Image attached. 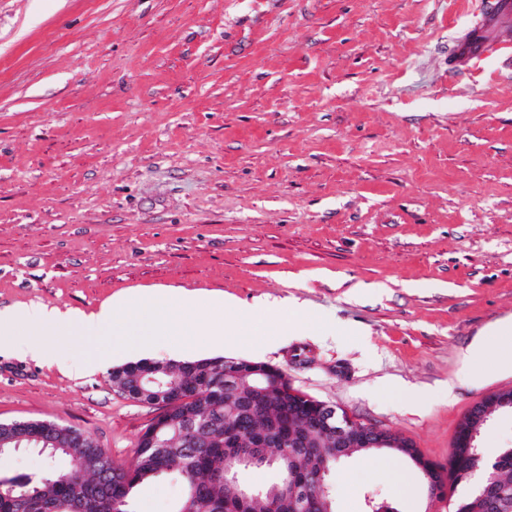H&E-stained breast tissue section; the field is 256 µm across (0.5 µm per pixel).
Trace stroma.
Returning <instances> with one entry per match:
<instances>
[{"instance_id":"obj_1","label":"stroma","mask_w":512,"mask_h":512,"mask_svg":"<svg viewBox=\"0 0 512 512\" xmlns=\"http://www.w3.org/2000/svg\"><path fill=\"white\" fill-rule=\"evenodd\" d=\"M488 2L0 0V309L224 295L151 359L280 367L447 463L467 410L512 386V354L489 345L479 382L465 358L512 318V25L477 63L450 55ZM56 342L54 362L0 353V422L70 425L129 463L154 409L111 365L61 371L77 329ZM332 484L336 512L372 492L428 508L387 451ZM181 492L143 484L136 512Z\"/></svg>"}]
</instances>
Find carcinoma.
<instances>
[{
    "label": "carcinoma",
    "mask_w": 512,
    "mask_h": 512,
    "mask_svg": "<svg viewBox=\"0 0 512 512\" xmlns=\"http://www.w3.org/2000/svg\"><path fill=\"white\" fill-rule=\"evenodd\" d=\"M246 373L233 389L224 387V358L193 361H138L118 367L110 373L112 384L127 394L142 387L149 392L157 387L142 378L145 372L169 388L173 407L155 436L144 432L138 440L131 466L114 463L92 440L77 434V429L62 424L44 432L34 424L25 429H1L5 453L15 445L34 447L46 460L40 475H19L0 483V512H135L134 489L154 478L167 476L177 480L183 494L173 512H224V502L243 486L242 474L249 468L266 467L274 471V480L251 492L248 512H267L269 497L280 493L285 484H310L321 470L336 467L335 444L319 433L310 434L320 400H296L288 394L290 381L280 368L271 370L263 362L240 360ZM269 370L268 383L260 396L262 408L253 407L252 368ZM203 422V448L183 446L186 415ZM262 418L285 433L301 436L306 446L290 452L288 458L275 460L265 449L250 447L256 418ZM232 421L241 432L237 448H228L224 440V421ZM167 442L166 449L150 446L151 439ZM104 460L110 477L104 485L77 486V480L91 476V462ZM312 512H336L331 491H315Z\"/></svg>",
    "instance_id": "cac0c4a2"
}]
</instances>
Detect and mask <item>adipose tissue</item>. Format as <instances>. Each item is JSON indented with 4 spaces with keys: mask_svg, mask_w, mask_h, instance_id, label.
<instances>
[{
    "mask_svg": "<svg viewBox=\"0 0 512 512\" xmlns=\"http://www.w3.org/2000/svg\"><path fill=\"white\" fill-rule=\"evenodd\" d=\"M169 298L172 297L166 292L139 299L121 296L110 299L98 311L89 314L63 313L43 304L0 310V348H11L23 357L50 360L55 355V336L60 324H71L95 341L105 335L108 326L116 323L114 317L119 314L123 317L119 322L120 338L104 347L94 345L79 361L64 364V371L79 374L107 358L144 355L168 337L181 335L184 321L199 306L197 297L192 294L175 297L178 304L174 307L169 305ZM22 326L29 330L30 342H17L16 335Z\"/></svg>",
    "mask_w": 512,
    "mask_h": 512,
    "instance_id": "obj_1",
    "label": "adipose tissue"
}]
</instances>
